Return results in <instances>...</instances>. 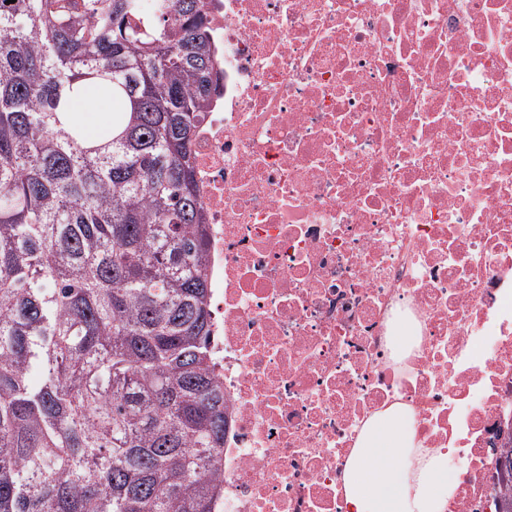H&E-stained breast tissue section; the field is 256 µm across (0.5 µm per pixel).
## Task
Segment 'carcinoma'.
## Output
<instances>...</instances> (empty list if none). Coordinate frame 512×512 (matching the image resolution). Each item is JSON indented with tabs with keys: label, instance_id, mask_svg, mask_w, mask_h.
Instances as JSON below:
<instances>
[{
	"label": "carcinoma",
	"instance_id": "obj_1",
	"mask_svg": "<svg viewBox=\"0 0 512 512\" xmlns=\"http://www.w3.org/2000/svg\"><path fill=\"white\" fill-rule=\"evenodd\" d=\"M214 58L203 0H0V512H213ZM79 80L125 104L97 144L59 118Z\"/></svg>",
	"mask_w": 512,
	"mask_h": 512
}]
</instances>
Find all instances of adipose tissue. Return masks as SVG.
<instances>
[{
	"instance_id": "1",
	"label": "adipose tissue",
	"mask_w": 512,
	"mask_h": 512,
	"mask_svg": "<svg viewBox=\"0 0 512 512\" xmlns=\"http://www.w3.org/2000/svg\"><path fill=\"white\" fill-rule=\"evenodd\" d=\"M115 108L97 92L75 91L60 119L93 139ZM447 472V453L415 447L407 414L397 407L364 427L343 475L346 500L353 512H446L452 491Z\"/></svg>"
}]
</instances>
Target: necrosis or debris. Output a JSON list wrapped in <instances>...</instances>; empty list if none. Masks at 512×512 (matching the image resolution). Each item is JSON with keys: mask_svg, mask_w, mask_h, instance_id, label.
<instances>
[{"mask_svg": "<svg viewBox=\"0 0 512 512\" xmlns=\"http://www.w3.org/2000/svg\"><path fill=\"white\" fill-rule=\"evenodd\" d=\"M192 144L224 381L215 512H349L396 403L448 512L512 437V0H205Z\"/></svg>", "mask_w": 512, "mask_h": 512, "instance_id": "necrosis-or-debris-1", "label": "necrosis or debris"}]
</instances>
